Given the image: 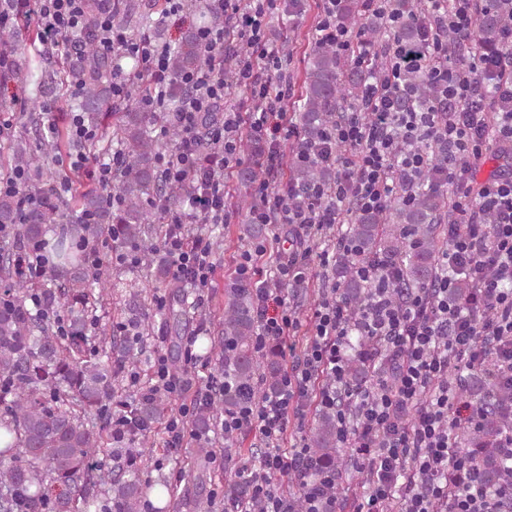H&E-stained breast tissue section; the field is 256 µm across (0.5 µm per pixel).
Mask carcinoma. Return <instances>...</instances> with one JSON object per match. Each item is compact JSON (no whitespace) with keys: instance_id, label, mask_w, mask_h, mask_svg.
<instances>
[{"instance_id":"carcinoma-1","label":"carcinoma","mask_w":512,"mask_h":512,"mask_svg":"<svg viewBox=\"0 0 512 512\" xmlns=\"http://www.w3.org/2000/svg\"><path fill=\"white\" fill-rule=\"evenodd\" d=\"M390 10L404 17L416 13L418 0H390ZM512 24V0H495L480 17L473 41L480 52L492 54L500 46L502 30ZM172 73L180 76L204 65L206 54L198 29H187L167 46ZM117 64L97 54L87 42L76 57L72 71L84 88L81 112L96 123L108 106L112 72ZM341 58L336 48L315 41L305 59L300 96L293 116L307 143L319 141L324 131L363 89L366 75L354 68L340 78ZM406 93L401 107L416 109L435 96L428 79L417 72L402 76ZM156 117L138 107L119 113L110 143L125 158L112 183L101 192H89L70 200L54 189L59 173L53 168L58 156L71 148L69 130L55 129L51 142L41 153L18 141L0 164L25 170L29 191L41 196L37 205L21 208L14 195H0V226L12 231L13 243L0 246V282L15 283L10 297L0 301V512H86L90 503L103 500L102 512H139L142 488L134 473L124 477L95 467L99 453L122 457L112 448L120 438L112 434V400L124 391L123 374L137 366L135 342L102 338L94 342V309L111 290L108 264L98 270L88 262L84 247L103 236L116 245L133 249L136 264L153 270L156 280L171 289L164 322L171 337V358L182 357L181 332L186 326L179 285L168 276L167 260L160 256L158 239L162 227L154 222L152 205L158 201L179 208L189 191L183 184L169 183L161 176L157 158L162 145L153 135ZM298 188L328 185L334 177L319 163H296L291 174ZM412 198L396 203L388 213L355 211L347 235L362 257H377L401 269L397 293L426 288L438 274L437 261L446 245L447 228L441 220L448 215V197L422 181L412 188ZM79 215L94 216V223L80 220L58 224L61 208ZM35 244L43 246L35 260L38 270L19 277L13 259ZM343 279L344 296L351 313L362 306L367 285L352 272L350 264L336 270ZM41 305L31 312L25 305L30 294ZM67 313L65 335L57 332L53 313ZM252 291L240 286L225 301L222 335L209 339L206 352L224 354L223 400L201 410L196 430L203 434L217 424L219 414L237 409L243 402L259 397V385L277 388L282 362L271 347L257 357ZM355 355L348 362V375L357 381L370 367L360 356L362 340L352 346ZM492 396L485 417L476 428L456 431L461 448L474 455L482 482L492 490L512 486V462L498 448L509 423L504 408L512 403V388L498 386L487 369L478 375L465 395L478 399ZM118 417L124 434L145 443L165 416L162 395L141 397L137 404L118 401ZM309 448L319 469L342 473L336 415L321 411L310 432Z\"/></svg>"}]
</instances>
